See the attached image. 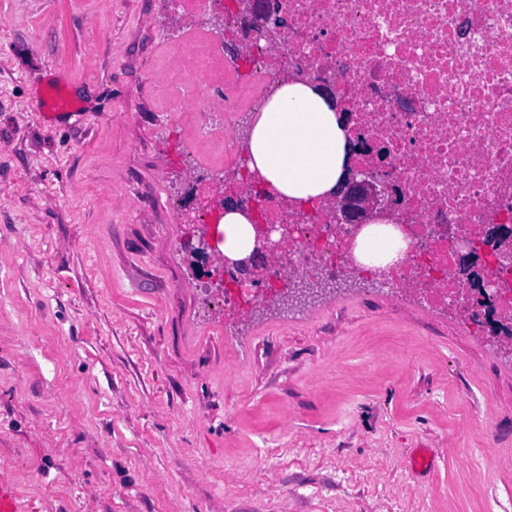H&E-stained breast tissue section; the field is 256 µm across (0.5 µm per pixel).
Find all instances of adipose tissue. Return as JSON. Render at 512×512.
I'll list each match as a JSON object with an SVG mask.
<instances>
[{
  "instance_id": "1",
  "label": "adipose tissue",
  "mask_w": 512,
  "mask_h": 512,
  "mask_svg": "<svg viewBox=\"0 0 512 512\" xmlns=\"http://www.w3.org/2000/svg\"><path fill=\"white\" fill-rule=\"evenodd\" d=\"M240 137L249 168L283 198L330 201L346 173V133L334 104L318 88L277 84ZM220 228L227 258L252 253L255 230L242 211L226 208Z\"/></svg>"
}]
</instances>
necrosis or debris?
I'll return each mask as SVG.
<instances>
[{
  "instance_id": "1",
  "label": "necrosis or debris",
  "mask_w": 512,
  "mask_h": 512,
  "mask_svg": "<svg viewBox=\"0 0 512 512\" xmlns=\"http://www.w3.org/2000/svg\"><path fill=\"white\" fill-rule=\"evenodd\" d=\"M288 28L277 51L255 52L257 83L242 98L225 78L221 44L200 33L184 68L224 83V142L197 185L192 217L205 222L223 191L225 162L241 188L256 178L234 133L265 104L261 84L279 71L318 76L346 109L352 142L380 150L383 172L407 214L403 260L379 268L359 262L356 243L327 205L299 207L282 239L285 206L269 192L248 197L268 243L261 254L281 280L332 278L343 268L375 288H399L444 309L467 281L479 287L466 317L486 328L488 313L512 323V255L501 258L487 229H512V0H270Z\"/></svg>"
}]
</instances>
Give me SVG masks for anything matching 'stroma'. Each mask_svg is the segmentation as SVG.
Masks as SVG:
<instances>
[{"instance_id": "obj_1", "label": "stroma", "mask_w": 512, "mask_h": 512, "mask_svg": "<svg viewBox=\"0 0 512 512\" xmlns=\"http://www.w3.org/2000/svg\"><path fill=\"white\" fill-rule=\"evenodd\" d=\"M189 30L0 0V480L25 512H512V355L470 322L360 282L205 300L173 217L208 175L197 98L167 105ZM65 89V83L59 77L57 83L48 85L39 97L37 109L38 112H43L42 115L47 121L52 120L60 113L73 111L74 103L66 94Z\"/></svg>"}]
</instances>
